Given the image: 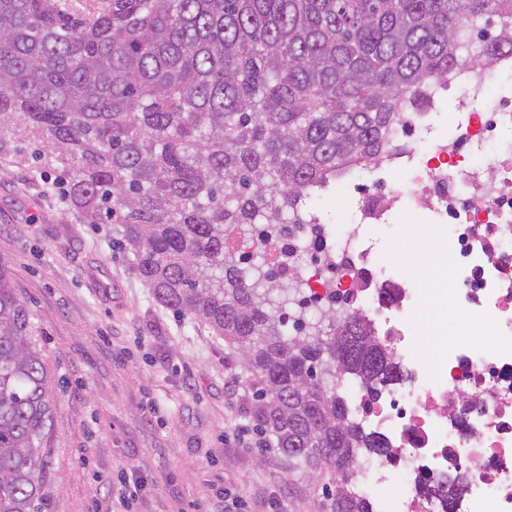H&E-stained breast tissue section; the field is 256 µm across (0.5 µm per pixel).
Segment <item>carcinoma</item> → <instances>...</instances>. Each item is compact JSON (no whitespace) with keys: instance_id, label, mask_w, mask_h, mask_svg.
I'll list each match as a JSON object with an SVG mask.
<instances>
[{"instance_id":"obj_1","label":"carcinoma","mask_w":512,"mask_h":512,"mask_svg":"<svg viewBox=\"0 0 512 512\" xmlns=\"http://www.w3.org/2000/svg\"><path fill=\"white\" fill-rule=\"evenodd\" d=\"M505 51L512 0H0V150L39 146L151 296L243 350L256 429L293 467L336 472L321 512H371L357 460L393 445L344 387L377 398L408 375L357 312L301 315L231 235L290 223L337 169L395 146L423 88ZM51 418L32 314L0 267V512H38ZM463 485L424 489L447 507Z\"/></svg>"}]
</instances>
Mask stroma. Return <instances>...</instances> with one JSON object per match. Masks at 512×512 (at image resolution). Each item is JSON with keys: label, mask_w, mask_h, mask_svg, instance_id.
Returning <instances> with one entry per match:
<instances>
[{"label": "stroma", "mask_w": 512, "mask_h": 512, "mask_svg": "<svg viewBox=\"0 0 512 512\" xmlns=\"http://www.w3.org/2000/svg\"><path fill=\"white\" fill-rule=\"evenodd\" d=\"M35 167L30 146L0 159V265L34 313L54 399L40 512H201L238 487L251 512H319L330 476L262 447L240 350L157 303L111 225L87 223ZM239 427L249 447L225 441ZM123 478L144 484L124 508Z\"/></svg>", "instance_id": "obj_1"}]
</instances>
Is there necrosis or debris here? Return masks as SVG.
<instances>
[{
	"label": "necrosis or debris",
	"mask_w": 512,
	"mask_h": 512,
	"mask_svg": "<svg viewBox=\"0 0 512 512\" xmlns=\"http://www.w3.org/2000/svg\"><path fill=\"white\" fill-rule=\"evenodd\" d=\"M394 137L402 150L327 183L353 194L351 230L324 224L309 197L301 223L252 237L245 252L263 253L300 288L303 310L333 298L350 305L411 371L379 399L356 398L360 419L392 438L394 452L353 494L374 512H443L424 478L462 472L477 512H512V55L449 71L419 111L403 113ZM409 210L447 239L459 287L446 301L461 324H482L490 346L451 336L436 361L425 357L410 322L436 304L435 291L380 262L372 245Z\"/></svg>",
	"instance_id": "necrosis-or-debris-1"
}]
</instances>
